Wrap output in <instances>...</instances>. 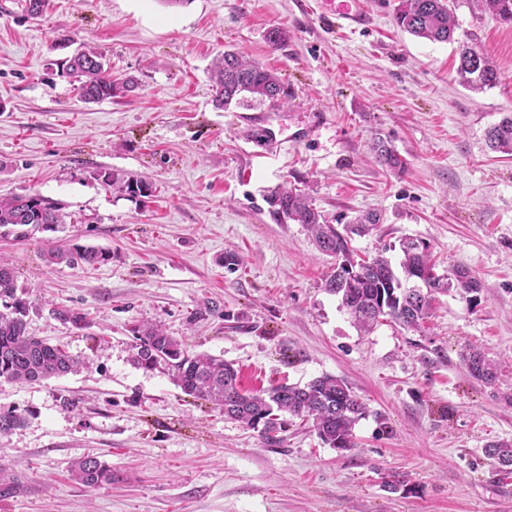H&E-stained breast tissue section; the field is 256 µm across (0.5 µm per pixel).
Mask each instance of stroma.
<instances>
[{"instance_id":"obj_1","label":"stroma","mask_w":512,"mask_h":512,"mask_svg":"<svg viewBox=\"0 0 512 512\" xmlns=\"http://www.w3.org/2000/svg\"><path fill=\"white\" fill-rule=\"evenodd\" d=\"M364 2L374 25L350 33L325 26L315 0H49L38 19L0 0V197L53 199L72 217L56 241L112 253L95 267L53 265L41 236L0 235L29 333L90 361L0 383V412L24 418L0 436V478L23 485L0 512H512V476L484 452L512 442V155L485 142L512 114V25L482 0H449L458 40L498 70L475 92L456 75L455 43L402 32L398 0ZM274 27L288 34L276 48ZM65 30L138 89L81 101L55 66ZM227 50L274 70L287 97L216 108L210 67ZM378 135L403 172L375 163ZM270 140L278 150L254 157ZM102 167L146 178L153 197L142 205L94 180ZM302 181L360 257L396 266L414 239L437 274L469 270L476 299L438 296L421 332L388 318L358 330L323 288L332 258L304 225L269 215L267 190ZM367 212L379 224L351 234ZM230 249L242 257L232 272ZM211 302L216 313L187 323ZM155 321L189 352L233 363L253 393L342 378L367 408L353 448L287 414L267 442L183 393L167 367L138 366L131 329ZM467 345L497 362L494 383L465 372ZM88 453L111 464L112 483L71 480Z\"/></svg>"}]
</instances>
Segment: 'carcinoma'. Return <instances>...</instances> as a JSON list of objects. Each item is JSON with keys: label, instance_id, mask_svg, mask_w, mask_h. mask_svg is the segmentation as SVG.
<instances>
[{"label": "carcinoma", "instance_id": "1", "mask_svg": "<svg viewBox=\"0 0 512 512\" xmlns=\"http://www.w3.org/2000/svg\"><path fill=\"white\" fill-rule=\"evenodd\" d=\"M485 10L505 24H512V0H482ZM395 24L403 31L432 42L456 41V23L448 0H398ZM458 42V41H456ZM59 76L70 79L74 90L86 103H98L128 92L132 79H117L106 67L104 55L83 45L71 55L55 62ZM460 83L473 91L498 83V72L484 53L466 41L458 42ZM213 101L219 108L240 104L253 98L259 102L282 99L284 88L278 76L260 63L234 51L218 56L211 67ZM486 144L494 152L512 154V116H506L486 133ZM377 163L401 172L406 163L387 140L377 137L373 143ZM129 196L149 198L153 185L129 177L124 180ZM270 213L280 224H304L318 249L339 259L336 271L325 280V289L341 297V306L359 328L368 331L382 317H390L406 328L419 330L430 317L432 302L438 293L460 295L477 293L479 281L468 271L452 267L448 275L434 274L427 246L414 240L402 243L403 258L398 277L391 261L379 255L356 259L347 238L327 223L309 195L293 186H281L268 197ZM61 208L39 195L0 198V228L9 227L16 239L24 241L37 232H54L63 224ZM44 257L51 264L95 266L112 260V252L95 247H69L46 240ZM14 271L0 266V382H33L58 377L88 367V362L70 355L62 346L33 336L27 329V306L16 296ZM135 360L151 369L164 364L181 390L190 396L224 409V415L242 426L257 430L267 441H276L281 429L279 414L287 413L310 421L321 441L331 448L353 446V430L365 416V405L340 378L322 375L304 386L280 385L264 394H248L240 388L239 371L219 356L190 353L178 338L167 333L159 322L132 328ZM469 375L492 383L498 378L493 360L480 351L462 354ZM21 415L0 413V435L20 427ZM501 469L512 473V444L495 442L484 449ZM72 478L87 488L112 482V466L93 454L72 462Z\"/></svg>", "mask_w": 512, "mask_h": 512}]
</instances>
